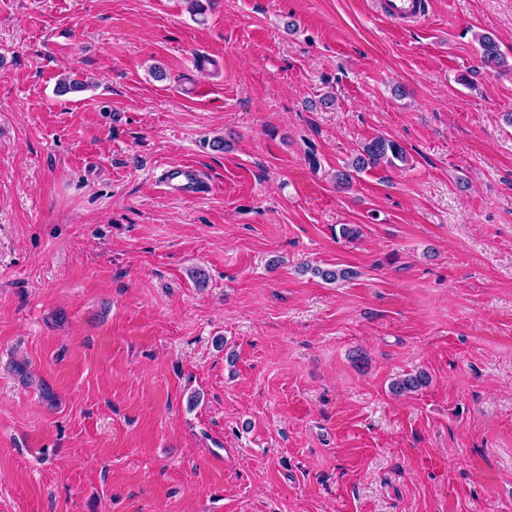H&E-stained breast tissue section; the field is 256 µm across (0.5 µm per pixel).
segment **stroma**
<instances>
[{"mask_svg":"<svg viewBox=\"0 0 512 512\" xmlns=\"http://www.w3.org/2000/svg\"><path fill=\"white\" fill-rule=\"evenodd\" d=\"M199 2L0 0V512H512V0ZM377 12L398 29L416 23L425 13V0H378ZM480 47V63L484 68H500L505 65L503 55L499 50L496 40L490 34H480L477 36ZM395 160L407 163L405 149L394 140L377 136L366 142L361 151L355 156L350 165L355 173H361L382 164L395 165ZM161 184L174 195L191 200L199 193L203 177L200 169L193 164H174L160 175ZM429 375L424 371L406 374L391 383L390 389L395 395H407L420 391L429 385Z\"/></svg>","mask_w":512,"mask_h":512,"instance_id":"obj_1","label":"stroma"}]
</instances>
